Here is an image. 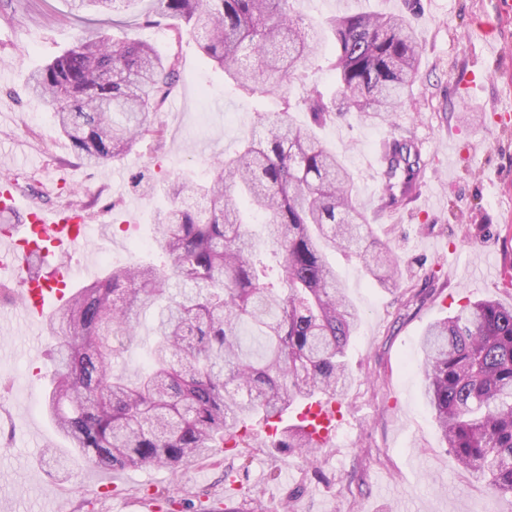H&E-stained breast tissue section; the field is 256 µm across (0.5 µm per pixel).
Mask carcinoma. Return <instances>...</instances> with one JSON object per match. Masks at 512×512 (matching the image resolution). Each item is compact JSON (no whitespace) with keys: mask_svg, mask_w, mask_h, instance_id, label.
<instances>
[{"mask_svg":"<svg viewBox=\"0 0 512 512\" xmlns=\"http://www.w3.org/2000/svg\"><path fill=\"white\" fill-rule=\"evenodd\" d=\"M141 0H70L71 13L118 14ZM149 13L187 31L200 51L250 94L293 81L322 55L324 38L292 0H149ZM330 68L336 93L307 89L298 106L320 124L355 110L382 119L402 104L418 73L420 45L409 17L336 16ZM179 80L177 54L90 31L34 71L29 90L50 103L61 133L88 164L128 153ZM262 134L217 160L200 183L173 180L155 215L162 265L109 266L78 288L46 323L52 362L44 410L73 451L97 466L175 467L234 440L240 425L302 409L350 384L346 351L360 315L327 256H355L367 276L397 286L398 256L370 241L365 213L340 156L290 103L259 115ZM385 203L410 201L421 171L414 144L386 152ZM261 221L260 239L241 213ZM155 309L154 340L135 379L113 362ZM424 397L461 466L512 495V305L469 302L421 338ZM275 448L313 453L305 423L283 425Z\"/></svg>","mask_w":512,"mask_h":512,"instance_id":"cac0c4a2","label":"carcinoma"}]
</instances>
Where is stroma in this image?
Here are the masks:
<instances>
[{
    "label": "stroma",
    "instance_id": "35a3bbf8",
    "mask_svg": "<svg viewBox=\"0 0 512 512\" xmlns=\"http://www.w3.org/2000/svg\"><path fill=\"white\" fill-rule=\"evenodd\" d=\"M502 0H421L414 18L422 48L419 76L389 121L348 112L318 133L351 171L355 200L376 235L400 258L399 288L366 278L356 259L329 254L360 313L347 360L353 382L336 401V439L311 463L269 446L270 428L248 421L255 444L249 463L231 452L175 468L116 471L54 453L66 444L43 410L37 368L48 362L43 323L26 318L12 280L0 281V512H512V497L457 464L442 442L423 397L420 338L460 304L486 298L512 304V12ZM306 22L342 13L397 14L407 0H294ZM495 21L494 49L475 33ZM97 15L80 20L66 0H0V179L40 208L80 213L90 227L86 269L69 258L78 284L102 277L107 264H158L159 249L131 251L129 242L154 238L152 218L168 205L163 187L178 175L208 176L213 161L257 130V116L293 102L297 124L310 122L296 102L305 89L333 92L325 58L302 67L294 82L260 96L237 89L205 57L191 35L144 27L123 16L113 37L151 43L178 54L175 93L155 122L163 137L140 139L122 159L84 163L58 130L53 107L29 94L31 72L72 48ZM411 140L424 167L411 202L384 206L383 162L392 139ZM145 173L151 192L133 187ZM425 292L408 302L404 285Z\"/></svg>",
    "mask_w": 512,
    "mask_h": 512
}]
</instances>
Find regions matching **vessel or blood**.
Returning <instances> with one entry per match:
<instances>
[{"label": "vessel or blood", "instance_id": "obj_1", "mask_svg": "<svg viewBox=\"0 0 512 512\" xmlns=\"http://www.w3.org/2000/svg\"><path fill=\"white\" fill-rule=\"evenodd\" d=\"M21 208L20 201L12 194L8 182L0 183V210L9 212ZM24 209V208H21ZM25 224L19 235L0 241V278L14 279L22 286L27 314L39 320L50 304L65 296L70 277L65 266L55 267L52 275L28 274L26 258L30 253L55 259L82 254L89 233L87 225L66 223L60 213L26 208ZM307 420V431L318 443H329L337 435L335 413L331 402H315L301 413Z\"/></svg>", "mask_w": 512, "mask_h": 512}]
</instances>
